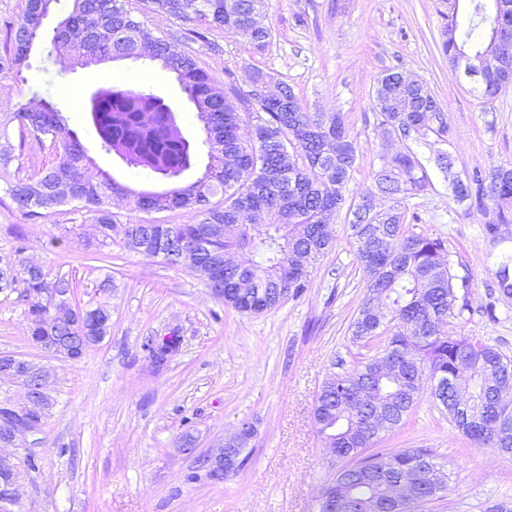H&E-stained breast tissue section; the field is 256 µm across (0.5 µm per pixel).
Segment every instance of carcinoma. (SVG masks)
Here are the masks:
<instances>
[{"instance_id":"obj_1","label":"carcinoma","mask_w":512,"mask_h":512,"mask_svg":"<svg viewBox=\"0 0 512 512\" xmlns=\"http://www.w3.org/2000/svg\"><path fill=\"white\" fill-rule=\"evenodd\" d=\"M59 0H27L10 46L0 53V74L19 76L29 51L42 36L45 16ZM64 21L93 33L89 41L54 35L50 53L62 68L87 67L119 54L133 55L143 46L151 48L144 60L158 62L172 73L193 104L202 124L201 134L176 130L177 115L164 98L149 88L138 90L108 86L95 91L88 112L100 151L126 165L165 181L170 187L149 199L119 184L88 153L87 147L70 129L52 104L33 97L21 105L12 118L39 144H49L55 161L41 169L36 178L10 174L12 157L0 154V180L5 193L21 213L43 217L70 203L96 215V228L105 239L116 228L105 205L114 195L132 198L145 212L184 210L190 214L183 224H127L122 243L128 251L144 257H162L171 266H186L207 274V285L224 289V303L240 312L255 309L233 294L241 281L250 283L256 299L266 310L278 307L285 297H296L308 288L311 258L332 243L327 221L343 207L349 213L367 207L373 195L346 204L345 190L359 157L357 140L339 113L312 118L294 92L280 84L283 98L294 111L285 112L271 104L249 100L234 88H216L209 74L192 55L177 53L170 42L153 35L134 15L131 0H71ZM268 0H140L149 10L197 26L220 28L244 36L257 51L264 50L271 33L258 29L256 16ZM471 9L462 18L458 8L448 13L441 48L454 62L458 52L483 58L482 72L472 75L474 91L483 99L499 90L493 54V30L512 27V9L496 13L486 0H470ZM433 97L422 82L387 93L383 79L374 90L376 109L383 117L388 135L440 141L450 134L446 110L434 102V111H418L417 100ZM248 111L249 125L241 127L238 106ZM207 163L200 177L183 185L181 179L196 165L201 154ZM430 184L425 166L413 152L384 157L376 173L377 189L392 199L389 206H376L368 225L372 235L362 234L363 224L350 220L356 257L367 275L368 297H377L386 311V321L358 314L352 323L355 340L368 346L386 337L381 356L354 371L328 379L315 405L319 434L336 439V447L351 453L348 471L351 497L347 504L323 496L318 512H394L386 496V484L429 454L419 449L363 456L374 447L380 434L361 431L356 422V393L374 388L380 406L396 410L389 432L405 423L424 387L431 383V397L448 412L464 436L512 454V427L494 438L479 433L476 419L488 409L479 397L465 409L456 407L453 387L439 389L438 382L453 379L459 362L476 367L487 392L512 391V371L501 373L497 366L511 365L483 338L448 335V317L463 312L451 273L443 240L406 228V199ZM455 201L466 200L480 210L493 206L496 218L486 223L488 234L499 235V225L509 224L512 213V165H501L489 173L478 172L460 185L452 181ZM224 197L216 204L212 198ZM263 212L266 224L243 222V216ZM24 247L15 250L18 259L0 258V292L22 286L28 304V335L33 345L52 350L62 359L77 361L93 344L104 338L111 315L106 305L90 301L75 306L77 316L61 319L53 306L62 294L72 295L74 286L61 276H52L42 264L22 257ZM236 252L244 262L224 266V253ZM406 351L416 363L404 366ZM393 361L398 371L376 370L380 358ZM49 409L43 402L17 408L0 400V431L18 419L42 423ZM448 489L447 474L439 469L422 492L432 501Z\"/></svg>"}]
</instances>
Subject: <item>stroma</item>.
Segmentation results:
<instances>
[{"label": "stroma", "mask_w": 512, "mask_h": 512, "mask_svg": "<svg viewBox=\"0 0 512 512\" xmlns=\"http://www.w3.org/2000/svg\"><path fill=\"white\" fill-rule=\"evenodd\" d=\"M447 11L448 0H269L259 23L271 37L261 52L218 28L191 41L177 37L179 20L149 11L139 18L177 52L195 55L216 86L230 82L249 92L258 68L293 87L310 115L342 113L360 146L349 200L375 191L383 155L414 152L431 184L407 200L406 227L442 239L453 274L467 282L468 308L449 318L448 331L482 337L512 359V297L501 294L495 278L512 256V223L490 236L487 215L454 201L448 187L449 176L512 165V84L493 100L476 96L473 79L440 51ZM141 69L119 60L65 71L38 44L22 79L0 75V109L36 95L52 101L100 166L120 184L144 189V175L96 151L86 111L72 104L106 83L130 86ZM388 69L427 84L447 111V141L388 136L373 100ZM1 151L14 155L11 171L23 178L54 160L15 129L0 138ZM441 153L453 159L450 173L436 165ZM109 209L117 229L102 243L92 213L68 205L30 218L0 189V255L24 247L26 258L72 281L74 302L100 301L111 314L107 335L81 360L53 363L54 406L30 449L38 467H19L23 512H316L320 488L344 465L324 453L313 422L316 399L330 376L384 347L352 339L367 277L347 211L331 218L334 245L312 259L306 291L252 314L215 298L195 272L123 248L121 225L181 224L184 211L147 213L122 196ZM27 327L19 292H0V353L42 358ZM172 335L180 350L155 370L144 345ZM244 420L256 433L238 470L221 483L196 476L184 437L202 452ZM407 448L429 452L448 474L447 492L420 512H512V456L461 434L429 390L407 425L383 433L376 446L383 453Z\"/></svg>", "instance_id": "35a3bbf8"}]
</instances>
